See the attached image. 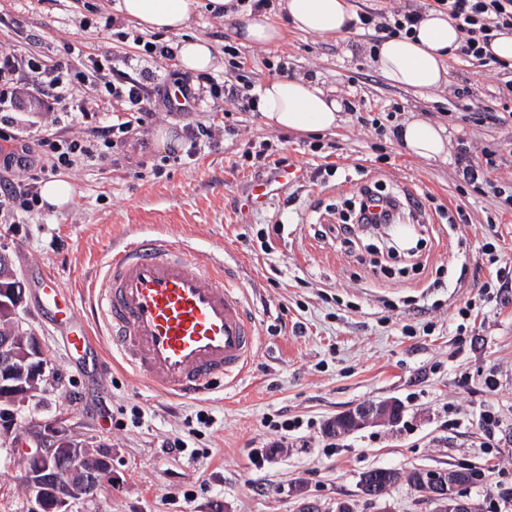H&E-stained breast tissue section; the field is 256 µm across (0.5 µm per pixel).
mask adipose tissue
I'll return each instance as SVG.
<instances>
[{
  "label": "adipose tissue",
  "mask_w": 512,
  "mask_h": 512,
  "mask_svg": "<svg viewBox=\"0 0 512 512\" xmlns=\"http://www.w3.org/2000/svg\"><path fill=\"white\" fill-rule=\"evenodd\" d=\"M119 9L143 29L181 35L176 54L182 69L203 73L218 68V58L209 42L184 34L192 20L194 0H120ZM209 9L235 21L243 44L275 46L285 36L272 20L269 8L258 9L245 0H209ZM285 9L293 29L305 34L341 35L355 20L347 0H285ZM460 39V31L447 14L430 10L423 13L411 35L379 43L374 51L375 65L392 85L432 92L446 83L445 62ZM255 95V106L271 128L325 132L341 121L340 102L313 79L272 78L260 85ZM398 137L404 150L414 157L437 161L448 156L444 127L429 119L405 121Z\"/></svg>",
  "instance_id": "1"
}]
</instances>
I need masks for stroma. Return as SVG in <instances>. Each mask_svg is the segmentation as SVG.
<instances>
[{
  "label": "stroma",
  "instance_id": "obj_1",
  "mask_svg": "<svg viewBox=\"0 0 512 512\" xmlns=\"http://www.w3.org/2000/svg\"><path fill=\"white\" fill-rule=\"evenodd\" d=\"M207 2L198 0L189 32L211 42L222 62L208 79L221 83L237 74L251 95L284 67L354 107L325 134L271 128L256 111L196 113L198 121L236 132L202 147L193 161L184 146L156 147L158 129L178 134L185 123L163 114L154 129L130 136L117 164L68 171L75 199L67 209L41 207L0 223V248L26 285L24 319L48 360V381L23 414L62 418L111 452L115 482L75 503L73 512H297L305 501L319 512H336L340 502L353 512H433L405 481L378 499L362 495V473L461 466L477 474L460 490L477 512H512V497L494 492L496 482L512 484V288L486 301L477 295L492 274L479 257L481 245L494 242L512 259V214L500 213L493 195L474 194L453 161L414 158L394 134L411 116L430 118L445 127L449 149L462 139L473 154L494 150L489 178L512 190V128L460 121L456 96L465 87L499 108L512 102V71L451 59L440 90L416 93L383 79L360 30L330 37L288 29L277 46H246L233 20L212 14ZM118 3L0 0V50L72 67L79 53L109 52L137 58L138 69L150 74L167 73L166 63L125 43L122 34L133 24ZM83 20L100 23L101 31H82ZM264 143L293 173L287 185L268 187L263 206L252 207L255 172L242 153ZM326 157L335 175L315 177ZM361 160L369 176L357 172ZM368 179L388 191L433 195L451 210L463 207L470 222L456 233L427 209L417 231L423 268L400 254L386 270L375 269L373 259L387 249L380 238L344 243L332 230L347 198ZM265 227L268 255L256 238ZM140 236L185 241L223 259L255 321L258 350L245 371L202 399L159 395L108 353L78 365L39 300L34 280L43 270L84 300L113 246ZM437 279L442 287H434ZM406 323L414 335L403 334ZM490 377L496 390L485 385ZM391 400L403 407L396 424H374L334 442L323 432L329 419L358 404ZM486 410L498 420L491 436L477 424ZM285 418L299 419L302 428L275 430ZM176 438L188 451L165 453L164 443ZM330 444L335 453H327ZM254 448L268 451L261 464L250 457ZM25 468L22 454L0 447V512H31Z\"/></svg>",
  "mask_w": 512,
  "mask_h": 512
}]
</instances>
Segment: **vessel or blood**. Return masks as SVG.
Masks as SVG:
<instances>
[{
    "mask_svg": "<svg viewBox=\"0 0 512 512\" xmlns=\"http://www.w3.org/2000/svg\"><path fill=\"white\" fill-rule=\"evenodd\" d=\"M401 194L374 195L370 213L401 215ZM41 293L56 319L73 326L77 351L91 345L92 323L106 343L156 392L182 399L203 395L234 378L256 348L254 326L237 289L224 283V263L184 242L133 239L113 247L100 285L91 287L90 313L51 278Z\"/></svg>",
    "mask_w": 512,
    "mask_h": 512,
    "instance_id": "vessel-or-blood-1",
    "label": "vessel or blood"
}]
</instances>
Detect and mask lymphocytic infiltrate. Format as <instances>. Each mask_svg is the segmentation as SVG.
I'll list each match as a JSON object with an SVG mask.
<instances>
[{
  "mask_svg": "<svg viewBox=\"0 0 512 512\" xmlns=\"http://www.w3.org/2000/svg\"><path fill=\"white\" fill-rule=\"evenodd\" d=\"M439 10L448 13L462 34L455 56L473 58L490 65L488 43L502 30L512 29V0H435ZM421 13L411 7L380 15H362L358 25L373 29L378 40L410 34ZM35 72L40 80L31 88L39 111L60 112L71 118L88 119L109 111L113 101L124 102L127 117L117 124L102 125L79 134H46L36 144L18 136H6L0 144V160L8 173L0 176V216L27 212L39 203L38 168L49 163L51 171L70 170L85 162L111 163L115 149L125 146L130 134L145 133L155 122L159 107L173 105L166 84L153 86L133 78L117 68L111 54H88L78 70L64 73L61 67L47 68L39 56L21 55L11 50L0 52V112L14 110L22 88L24 72ZM96 81L101 92L95 97H77L78 85ZM178 90L183 98L178 105L186 115L187 156H196L203 143H215L219 126L190 121L192 112L202 105L222 111L224 105H238L241 97L237 84H210L209 88L192 86L182 80Z\"/></svg>",
  "mask_w": 512,
  "mask_h": 512,
  "instance_id": "obj_1",
  "label": "lymphocytic infiltrate"
}]
</instances>
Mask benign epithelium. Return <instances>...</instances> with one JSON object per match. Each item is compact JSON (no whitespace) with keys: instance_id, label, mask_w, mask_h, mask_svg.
Instances as JSON below:
<instances>
[{"instance_id":"7a95c632","label":"benign epithelium","mask_w":512,"mask_h":512,"mask_svg":"<svg viewBox=\"0 0 512 512\" xmlns=\"http://www.w3.org/2000/svg\"><path fill=\"white\" fill-rule=\"evenodd\" d=\"M1 258L7 272L0 276V282L12 286L0 287V307L9 312L11 325L8 334L0 336V446L24 449L25 482L35 504L33 512H71V504L91 499L102 486L112 484L111 454L98 447L103 465L84 476L80 461L91 447L89 441L79 438L57 418L34 420L24 427L17 424L21 408L47 380V362L39 336L21 316L24 284L10 256L0 250ZM353 411L361 414L358 429L378 422L394 424L400 418V410L390 403L359 405ZM459 479L460 472L455 470L428 474L426 481L437 503L436 512H473L472 504L457 496Z\"/></svg>"}]
</instances>
